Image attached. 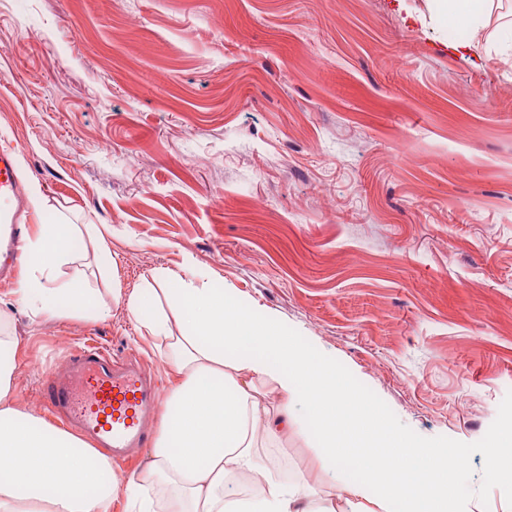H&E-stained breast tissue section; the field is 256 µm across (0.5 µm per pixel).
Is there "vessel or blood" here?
I'll use <instances>...</instances> for the list:
<instances>
[{"label":"vessel or blood","instance_id":"b4317fda","mask_svg":"<svg viewBox=\"0 0 512 512\" xmlns=\"http://www.w3.org/2000/svg\"><path fill=\"white\" fill-rule=\"evenodd\" d=\"M23 206L15 157L0 148V266L17 259ZM45 396L62 422L116 458L145 447L148 423L160 404L141 369L93 343L71 355L66 380L46 381Z\"/></svg>","mask_w":512,"mask_h":512}]
</instances>
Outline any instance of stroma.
<instances>
[{
    "label": "stroma",
    "instance_id": "35a3bbf8",
    "mask_svg": "<svg viewBox=\"0 0 512 512\" xmlns=\"http://www.w3.org/2000/svg\"><path fill=\"white\" fill-rule=\"evenodd\" d=\"M511 20L512 0L477 22L437 0H0L21 221L112 227L111 265L60 269L109 319L33 322L0 280L17 400L54 424L41 386L92 340L167 390L111 291L190 263L447 442L479 512H512L487 458L512 425ZM268 454L291 481L327 470L308 423Z\"/></svg>",
    "mask_w": 512,
    "mask_h": 512
}]
</instances>
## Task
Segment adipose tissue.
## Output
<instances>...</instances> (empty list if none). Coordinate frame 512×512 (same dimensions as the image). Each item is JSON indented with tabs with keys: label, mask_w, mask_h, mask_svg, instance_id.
Returning a JSON list of instances; mask_svg holds the SVG:
<instances>
[{
	"label": "adipose tissue",
	"mask_w": 512,
	"mask_h": 512,
	"mask_svg": "<svg viewBox=\"0 0 512 512\" xmlns=\"http://www.w3.org/2000/svg\"><path fill=\"white\" fill-rule=\"evenodd\" d=\"M74 224L58 218L24 234L13 290L35 318L48 321L110 309L87 280H60L74 260ZM115 298L138 318L145 339L162 341L170 377L153 447L127 473L77 436L53 429L15 399L17 343L0 339V512H330L321 486L278 480L262 448L296 432L299 417L316 431L329 465L340 467L343 512H462L441 441L416 439L390 425L375 404L336 381V366L279 320L213 288L201 274H153ZM306 406L297 415V403ZM363 472L364 480L351 476ZM235 475L260 491L225 489Z\"/></svg>",
	"instance_id": "ef3b65f1"
}]
</instances>
